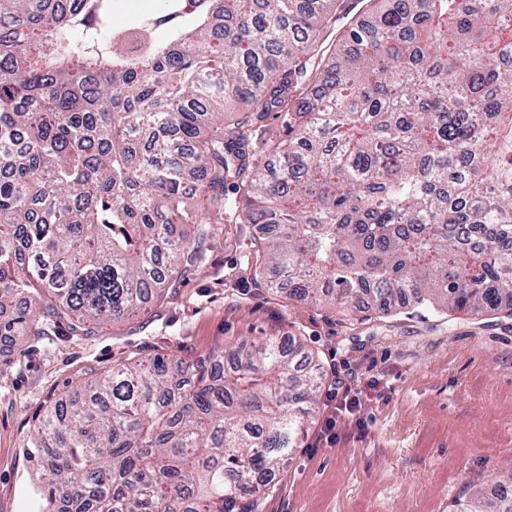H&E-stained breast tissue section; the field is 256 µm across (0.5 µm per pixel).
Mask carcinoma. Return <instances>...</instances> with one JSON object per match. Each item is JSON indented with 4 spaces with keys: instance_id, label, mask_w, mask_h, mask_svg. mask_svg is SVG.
I'll return each mask as SVG.
<instances>
[{
    "instance_id": "1",
    "label": "carcinoma",
    "mask_w": 512,
    "mask_h": 512,
    "mask_svg": "<svg viewBox=\"0 0 512 512\" xmlns=\"http://www.w3.org/2000/svg\"><path fill=\"white\" fill-rule=\"evenodd\" d=\"M111 20L0 0V336L145 309L231 217L278 226L255 268L291 299L512 318V0H164L140 53ZM321 384L297 336L85 373L36 419L41 493L257 512ZM494 485L453 512H512Z\"/></svg>"
}]
</instances>
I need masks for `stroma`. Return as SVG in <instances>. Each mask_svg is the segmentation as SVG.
Listing matches in <instances>:
<instances>
[{
  "label": "stroma",
  "mask_w": 512,
  "mask_h": 512,
  "mask_svg": "<svg viewBox=\"0 0 512 512\" xmlns=\"http://www.w3.org/2000/svg\"><path fill=\"white\" fill-rule=\"evenodd\" d=\"M258 224L212 226L194 266L147 310L83 330L40 322L0 340V512H42L29 446L36 414L128 358L195 360L263 336H298L325 377L360 390L334 444L294 449L260 512H449L512 468V319L426 312L376 318L301 304L257 275Z\"/></svg>",
  "instance_id": "35a3bbf8"
}]
</instances>
